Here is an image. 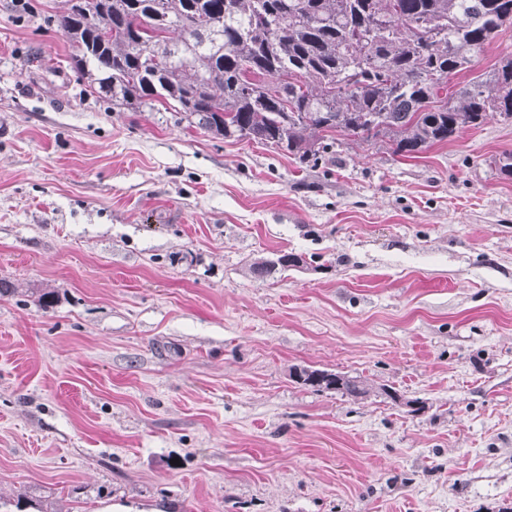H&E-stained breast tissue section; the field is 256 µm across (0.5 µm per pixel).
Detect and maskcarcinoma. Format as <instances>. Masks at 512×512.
<instances>
[{
    "label": "carcinoma",
    "mask_w": 512,
    "mask_h": 512,
    "mask_svg": "<svg viewBox=\"0 0 512 512\" xmlns=\"http://www.w3.org/2000/svg\"><path fill=\"white\" fill-rule=\"evenodd\" d=\"M80 49L75 67L112 108L175 112L218 138H248L317 163L339 133L412 157L493 114L512 117V59L458 86L503 27L512 0H65L57 18ZM305 260L251 264L266 279ZM296 382L354 401L400 391L293 367Z\"/></svg>",
    "instance_id": "1"
}]
</instances>
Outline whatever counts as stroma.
Here are the masks:
<instances>
[{"mask_svg": "<svg viewBox=\"0 0 512 512\" xmlns=\"http://www.w3.org/2000/svg\"><path fill=\"white\" fill-rule=\"evenodd\" d=\"M63 9L0 0V498L512 512V117L307 167L88 94ZM284 251L305 266L251 277ZM294 371L299 373L296 382L302 386L317 392L336 391V393H341L342 396H346L354 401L381 397L397 405L396 398L403 397L400 391L392 386L385 384L376 385L360 376H350L346 373L336 372L333 373L334 381L322 384L321 381L316 379V375L326 372V370L295 366L292 368V374ZM336 376L340 381L338 386H336Z\"/></svg>", "mask_w": 512, "mask_h": 512, "instance_id": "35a3bbf8", "label": "stroma"}]
</instances>
